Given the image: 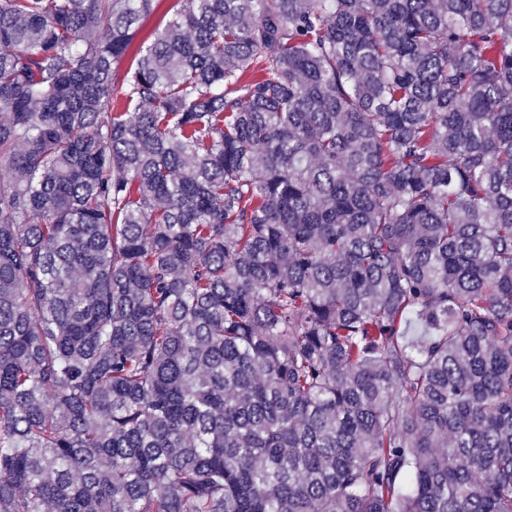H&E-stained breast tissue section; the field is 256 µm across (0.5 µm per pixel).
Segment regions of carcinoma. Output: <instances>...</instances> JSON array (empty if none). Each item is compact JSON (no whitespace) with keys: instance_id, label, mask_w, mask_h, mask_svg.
Here are the masks:
<instances>
[{"instance_id":"obj_1","label":"carcinoma","mask_w":512,"mask_h":512,"mask_svg":"<svg viewBox=\"0 0 512 512\" xmlns=\"http://www.w3.org/2000/svg\"><path fill=\"white\" fill-rule=\"evenodd\" d=\"M156 2L0 0V512H512V0ZM179 8L176 0H159L154 12L139 23V31L134 46L145 40L157 27L165 25Z\"/></svg>"}]
</instances>
